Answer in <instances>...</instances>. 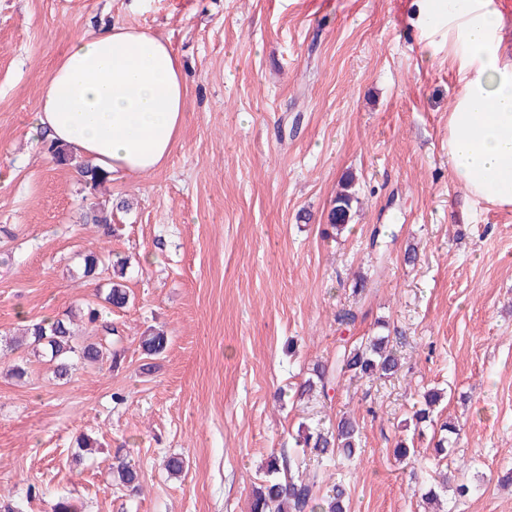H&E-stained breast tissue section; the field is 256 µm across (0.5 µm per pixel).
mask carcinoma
Returning <instances> with one entry per match:
<instances>
[{
    "instance_id": "obj_1",
    "label": "carcinoma",
    "mask_w": 512,
    "mask_h": 512,
    "mask_svg": "<svg viewBox=\"0 0 512 512\" xmlns=\"http://www.w3.org/2000/svg\"><path fill=\"white\" fill-rule=\"evenodd\" d=\"M80 176L85 185L96 188L108 180V175L88 163L79 166ZM358 202L354 191V178L348 176L340 184L333 199L328 216V225L341 233L351 219L354 203ZM128 270V260L121 258L111 265L109 288L99 295L102 303L87 305L79 313H69L64 317H53L30 323L25 329L24 340H10L9 348L15 351L24 348L37 358L51 363L58 379H66L74 367L73 359L85 366H96L106 361L117 365L122 360L124 337L104 316V310L123 308L129 295L124 285ZM103 271L100 257L90 252L84 255L82 276L96 279ZM82 317L92 325L94 335L80 338L75 329V318ZM169 343L163 330H153L140 337V346L148 356L162 354ZM401 361L388 335L368 336L360 342L344 341L336 353L333 366H322L316 370L315 378L305 380L296 388L300 398L311 394L315 389L325 390L329 380H339L345 376L351 379L389 378L399 372ZM442 399L441 393L427 391L423 394V407L412 416L414 430L423 434L424 429L433 424V413ZM440 435L434 441L437 457H448L457 443L460 428L451 421L440 424ZM303 447L311 449L318 456H341L352 462L359 455L361 427L350 417H342L336 429L327 434L303 432ZM291 460L270 457L266 464L267 479L254 487L251 495L250 512H347L348 493L341 484H333L323 496H317V477L303 479L288 475L279 477L290 468ZM112 481L115 485L138 491L140 470L135 464L119 459L112 464Z\"/></svg>"
}]
</instances>
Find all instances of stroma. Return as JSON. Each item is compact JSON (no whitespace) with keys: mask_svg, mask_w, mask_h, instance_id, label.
<instances>
[{"mask_svg":"<svg viewBox=\"0 0 512 512\" xmlns=\"http://www.w3.org/2000/svg\"><path fill=\"white\" fill-rule=\"evenodd\" d=\"M115 20L169 39L186 123L159 171L93 191L27 130L71 35ZM463 83L426 0H0V340L95 302L83 254L130 260V302L109 315L119 368L62 381L35 359L19 381L0 363V512H51L61 496L78 512H248L268 458L299 454L304 472L344 480L349 512H424L412 487L436 469L478 486L454 512H512V208L448 169ZM350 175L358 202L331 237ZM100 206L112 235L84 219ZM381 322L396 375L293 400L340 337ZM153 327L169 336L155 357L139 346ZM431 388L461 430L440 461L405 427ZM345 414L362 426L357 460L317 465L299 426ZM81 435L98 448L79 457ZM402 438L418 461L394 459ZM170 456L188 461L182 476ZM119 457L138 464L140 492L112 485Z\"/></svg>","mask_w":512,"mask_h":512,"instance_id":"obj_1","label":"stroma"}]
</instances>
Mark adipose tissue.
I'll return each mask as SVG.
<instances>
[{
  "instance_id": "adipose-tissue-1",
  "label": "adipose tissue",
  "mask_w": 512,
  "mask_h": 512,
  "mask_svg": "<svg viewBox=\"0 0 512 512\" xmlns=\"http://www.w3.org/2000/svg\"><path fill=\"white\" fill-rule=\"evenodd\" d=\"M501 15L483 0L448 12V36L470 70L448 117V168L477 198L512 207V59ZM188 87L170 42L116 21L75 36L42 83L28 133L115 176H145L176 148Z\"/></svg>"
}]
</instances>
